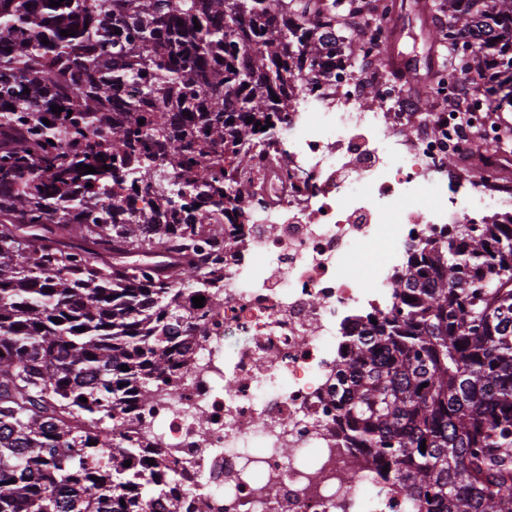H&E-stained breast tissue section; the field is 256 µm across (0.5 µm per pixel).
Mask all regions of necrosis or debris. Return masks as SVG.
I'll list each match as a JSON object with an SVG mask.
<instances>
[{
  "label": "necrosis or debris",
  "mask_w": 512,
  "mask_h": 512,
  "mask_svg": "<svg viewBox=\"0 0 512 512\" xmlns=\"http://www.w3.org/2000/svg\"><path fill=\"white\" fill-rule=\"evenodd\" d=\"M350 20L351 67L320 91L294 89L287 124L252 149L256 202L240 241L200 237L224 256L194 311L209 335L176 337L170 384L126 403L115 440L175 474L139 512H424L345 440L336 362L346 337L390 311L409 245L512 217V153L498 117L460 98L459 73L437 85L440 111H420L375 66L388 25ZM366 241L387 252L365 280L347 259Z\"/></svg>",
  "instance_id": "obj_1"
}]
</instances>
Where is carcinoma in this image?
<instances>
[{
    "mask_svg": "<svg viewBox=\"0 0 512 512\" xmlns=\"http://www.w3.org/2000/svg\"><path fill=\"white\" fill-rule=\"evenodd\" d=\"M356 2L0 0V512H137L130 488L164 493L152 465L125 466L140 449L89 441L109 447L127 394L152 397L189 315L175 282L212 275L198 217L239 236L248 147L294 86L320 90ZM435 7L450 65L512 97V0ZM79 190L89 220L65 221ZM189 193L208 209L170 223ZM448 234L410 252L391 315L352 337L338 421L426 512H512V219ZM164 235L175 250L155 259Z\"/></svg>",
    "mask_w": 512,
    "mask_h": 512,
    "instance_id": "1",
    "label": "carcinoma"
}]
</instances>
